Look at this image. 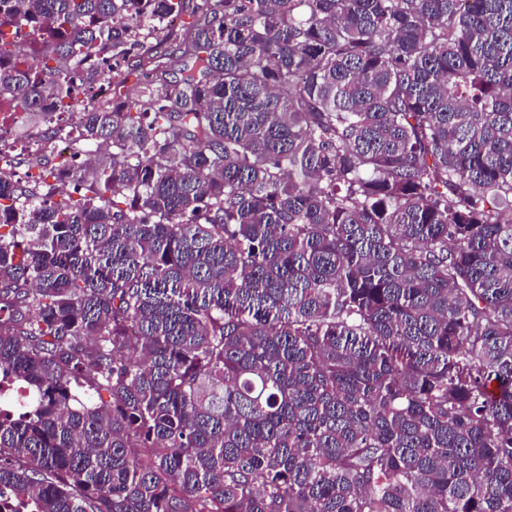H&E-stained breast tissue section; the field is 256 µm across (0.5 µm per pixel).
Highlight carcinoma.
<instances>
[{
    "label": "carcinoma",
    "instance_id": "cac0c4a2",
    "mask_svg": "<svg viewBox=\"0 0 512 512\" xmlns=\"http://www.w3.org/2000/svg\"><path fill=\"white\" fill-rule=\"evenodd\" d=\"M0 495L33 512H512V0H0ZM55 65H50L49 61ZM84 91L80 86L72 90V102L71 107L67 112H56L58 113V119L60 124L64 128H68L70 131L75 133L83 123L85 112H84ZM36 112H1L0 113V168L11 165L19 155L31 157L46 154L53 167L60 173L66 174L79 159L75 155V146L71 137L59 134L48 138L45 125ZM22 119L23 136L14 133L16 123Z\"/></svg>",
    "mask_w": 512,
    "mask_h": 512
}]
</instances>
